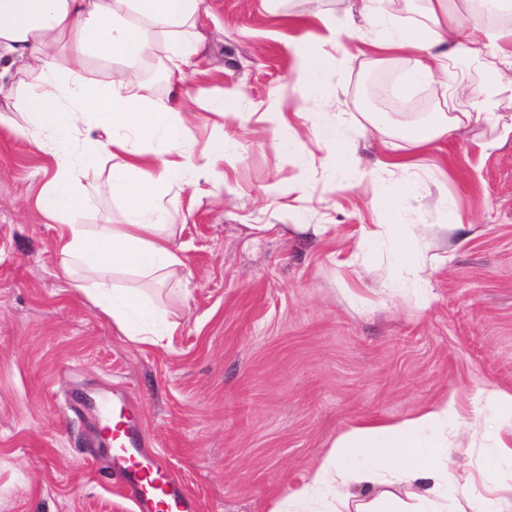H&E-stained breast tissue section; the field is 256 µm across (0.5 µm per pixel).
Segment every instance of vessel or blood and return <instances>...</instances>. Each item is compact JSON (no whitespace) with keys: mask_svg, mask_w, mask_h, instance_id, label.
Wrapping results in <instances>:
<instances>
[{"mask_svg":"<svg viewBox=\"0 0 512 512\" xmlns=\"http://www.w3.org/2000/svg\"><path fill=\"white\" fill-rule=\"evenodd\" d=\"M102 412L115 411L121 418L111 430L114 476L135 501L139 512H195L194 499L170 476L158 457L140 449L139 431L133 416L123 415L121 403L102 397Z\"/></svg>","mask_w":512,"mask_h":512,"instance_id":"vessel-or-blood-1","label":"vessel or blood"}]
</instances>
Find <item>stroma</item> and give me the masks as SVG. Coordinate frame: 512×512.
<instances>
[{"label": "stroma", "instance_id": "stroma-1", "mask_svg": "<svg viewBox=\"0 0 512 512\" xmlns=\"http://www.w3.org/2000/svg\"><path fill=\"white\" fill-rule=\"evenodd\" d=\"M337 11L336 0H204L206 72H187L180 92L237 89L241 116L224 130L240 147L223 186L176 181L164 198L183 215L186 266L161 295L177 327L159 344L119 336L61 273L54 224L35 205L52 159L0 126V512H137L107 479L109 458L92 454L108 441L105 395L139 415L145 450L168 460L199 512H271L348 428L400 422L450 394L481 424L478 386L512 391V135L487 125L417 157L401 219L428 232L432 300L419 307L388 251L358 246L386 202L363 114L416 119L443 86H417L412 109L372 99L408 63H375L365 23L348 52L327 47L321 94L298 84L296 43ZM277 110L294 116L295 158L254 119ZM338 116L355 148L342 182L333 143L312 133ZM450 204L466 237L441 228ZM451 442L450 468L475 475L494 451L479 433Z\"/></svg>", "mask_w": 512, "mask_h": 512}]
</instances>
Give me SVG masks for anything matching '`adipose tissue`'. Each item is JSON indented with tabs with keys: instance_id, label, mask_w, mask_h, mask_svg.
<instances>
[{
	"instance_id": "1",
	"label": "adipose tissue",
	"mask_w": 512,
	"mask_h": 512,
	"mask_svg": "<svg viewBox=\"0 0 512 512\" xmlns=\"http://www.w3.org/2000/svg\"><path fill=\"white\" fill-rule=\"evenodd\" d=\"M203 0H0V58L22 63L19 77L0 82V125L54 161L37 205L55 224L54 250L60 269L84 298L110 318L119 335L158 344L170 335L151 288H162L184 265L173 239L180 214L163 199L174 179L194 187L211 180L220 163L237 148L217 132L194 151L188 126L194 118L177 98L150 99L134 90L135 69L154 56L163 58V77L179 89L185 70L200 53L193 32ZM340 16L323 20L318 39L300 40L296 71L311 91H319L325 46L344 48L356 39L353 13L378 27L371 45L377 54L406 58L400 84L411 93L436 73L446 74L449 109L396 127L407 145L401 155L382 153L376 166L386 177L391 198L378 213V228L394 247L397 262L414 289H424L428 273L419 259L426 237L401 221L404 176L415 155L442 139L497 120V109L512 103V22L495 24L473 6L454 12L451 0H422L418 21L405 22L396 0H339ZM122 62L111 79L90 77L89 65ZM477 70L472 83L467 68ZM467 107H456L458 99ZM112 165L107 177L82 183L102 156ZM124 204L117 224L82 223L101 199ZM481 411L496 418L486 438L497 455L487 459L485 494L471 512H498L492 478L502 460L512 461V391L484 385ZM472 423L455 396H447L399 424L363 423L340 434L307 483L290 491L285 508L303 512L305 502L331 498L354 512H401L394 484L413 488L421 512H444L450 495L467 494L472 475L450 471L449 429ZM381 485L370 502L356 500V485Z\"/></svg>"
}]
</instances>
